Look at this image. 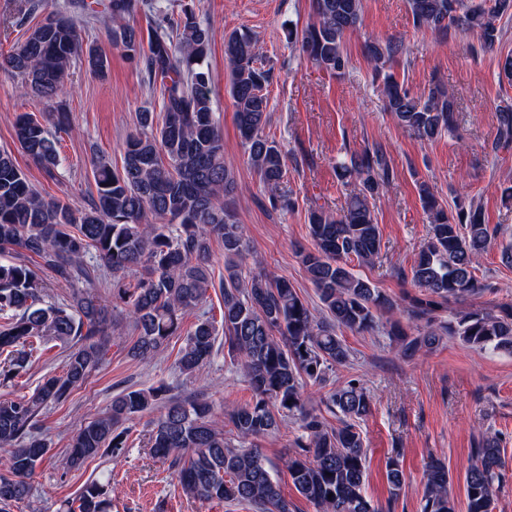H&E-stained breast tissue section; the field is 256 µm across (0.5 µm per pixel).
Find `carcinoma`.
<instances>
[{
    "mask_svg": "<svg viewBox=\"0 0 512 512\" xmlns=\"http://www.w3.org/2000/svg\"><path fill=\"white\" fill-rule=\"evenodd\" d=\"M414 27L448 36L451 29L477 35L479 47L492 51L502 37L498 21L512 15V0H408ZM150 12L147 32L130 23L138 9ZM112 19L110 45L133 62H143L150 82L161 88V127L144 110L138 129L125 141L121 168L92 160L96 197L89 208L45 198L29 181L9 151H0V251L20 259L0 262V380L26 374L25 348L51 338L74 341L60 376L37 385L32 394L0 400V450L9 456V474L0 475V512L30 495V476L50 458V445L39 427V415L84 385L101 365L112 342L114 309L96 293L112 289V302L137 331L128 354L147 361L180 335L181 315L206 301L210 289L223 300L221 321L203 313L187 333L178 368L195 373L213 360L218 337L230 360L243 371L252 400L224 407V419L241 445L225 436L204 397H184L161 384L126 389L109 407L71 437L65 467L79 469L100 452L113 459L127 448L132 422L158 409L150 423L147 445L153 456L174 468L182 492L203 501L247 505L254 512H291L274 477L277 466L262 452L243 443L279 430L288 417L299 423L298 451L284 461L295 489L319 512H382L365 494L367 449L358 422L371 411L372 400L360 379H349L324 399L326 411L338 416L332 425L308 410L302 391L309 383L325 385L351 352L340 336L372 333L382 326L379 315L399 304L353 272L351 262L372 264L382 237L372 206L393 180V168L382 148L366 147L336 163V178L355 182L339 213L309 211L313 248L297 256L321 303V316L288 279L264 270H244L249 239L234 207L237 181L224 159V136L211 99L213 75L205 64L213 33L200 24L188 4L175 13L152 0H107ZM315 20L300 35L303 54L338 76L350 58L345 37L361 23L362 0H313ZM373 77L382 81L385 109L396 125L422 141L458 130L455 96L431 81L417 96L390 72L405 53L403 42L375 39L365 43ZM229 92L235 124L247 163L271 189L275 209L294 208L277 193L287 173V155L264 134L269 122L267 88L271 73L260 63L261 47L248 31L224 35ZM79 59L95 75L110 67L106 51L83 49L79 15L66 9L49 13L27 30L26 38L0 61V73L20 91L47 99L66 94L64 78ZM495 148L512 145V105L497 110ZM68 117L56 114L55 129L28 113L15 117L20 150L51 173L59 164L60 133ZM419 200L432 224L411 268L410 282L419 294L409 297L410 318L425 323L412 330L392 321L387 336L401 354L412 358L434 349L448 336L475 348L512 352V306L454 314L448 321L437 312L451 301L477 295L485 284L476 275L479 257L492 232L474 201L448 211L434 190L422 182ZM224 248V275L214 279L211 242ZM37 257L56 282L72 289L68 301L47 303L44 285L26 263ZM506 460L497 432H486L474 449L466 472V512H493L505 479ZM391 495L404 485L399 455L388 458ZM448 466L432 458L426 466L422 512H457L449 495ZM105 485L87 483L78 498L59 512H110Z\"/></svg>",
    "mask_w": 512,
    "mask_h": 512,
    "instance_id": "1",
    "label": "carcinoma"
}]
</instances>
